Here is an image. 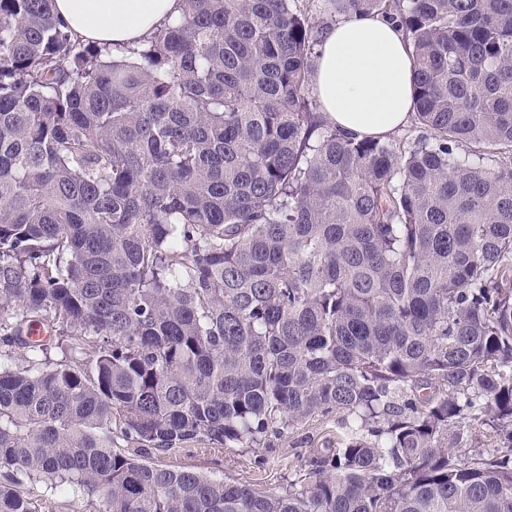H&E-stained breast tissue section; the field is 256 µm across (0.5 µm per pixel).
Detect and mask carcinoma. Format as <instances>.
Masks as SVG:
<instances>
[{"label":"carcinoma","mask_w":512,"mask_h":512,"mask_svg":"<svg viewBox=\"0 0 512 512\" xmlns=\"http://www.w3.org/2000/svg\"><path fill=\"white\" fill-rule=\"evenodd\" d=\"M296 2L0 0V512H512V0H324L402 27L405 141L317 111ZM333 417L271 494L151 457ZM55 13L80 41L127 45L177 18L181 0H55ZM44 500H46L44 509L47 512H89L96 508L85 498L74 496L68 487L49 493Z\"/></svg>","instance_id":"obj_1"}]
</instances>
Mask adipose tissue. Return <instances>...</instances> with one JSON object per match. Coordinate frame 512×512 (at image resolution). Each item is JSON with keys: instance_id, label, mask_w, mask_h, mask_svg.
Returning a JSON list of instances; mask_svg holds the SVG:
<instances>
[{"instance_id": "adipose-tissue-1", "label": "adipose tissue", "mask_w": 512, "mask_h": 512, "mask_svg": "<svg viewBox=\"0 0 512 512\" xmlns=\"http://www.w3.org/2000/svg\"><path fill=\"white\" fill-rule=\"evenodd\" d=\"M181 0H55V12L82 42L135 44L177 18ZM413 60L399 28L351 14L326 31L311 83L328 119L358 136H385L412 110Z\"/></svg>"}]
</instances>
